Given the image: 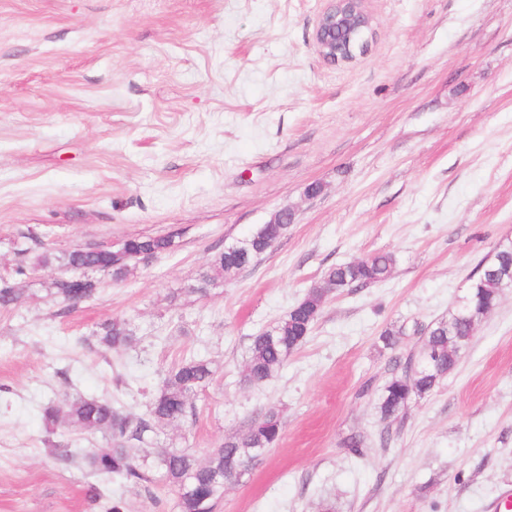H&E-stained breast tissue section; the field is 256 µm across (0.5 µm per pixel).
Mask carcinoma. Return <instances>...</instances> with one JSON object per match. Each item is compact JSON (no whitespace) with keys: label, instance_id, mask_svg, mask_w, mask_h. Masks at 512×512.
<instances>
[{"label":"carcinoma","instance_id":"1","mask_svg":"<svg viewBox=\"0 0 512 512\" xmlns=\"http://www.w3.org/2000/svg\"><path fill=\"white\" fill-rule=\"evenodd\" d=\"M287 231L285 224L258 225L249 235L224 248L213 267L202 274L196 291H204L218 279L235 278L246 261L259 260L271 249L270 243L277 242ZM171 247L172 239L168 236L131 237L112 252L81 249L57 255L45 251L38 263L43 267L57 264L67 271L84 274L106 272L113 281L121 282L143 259L161 255ZM395 263L393 254L381 252L365 260L329 268L324 274L323 286L311 289L271 329L253 337L246 380L259 384L275 376L309 336L327 294L379 284L388 279ZM506 288H512L511 241L500 244L491 258L475 267L469 277L471 302L468 307L457 303L448 317L434 322L418 356L409 357L401 373L391 377L384 386L378 404L384 422L390 424L398 419L411 400L429 393L454 369L470 343L465 316L474 321L484 317L486 307L497 305L500 293ZM53 289L54 295L69 305L75 296L90 299L96 291V283L88 277L80 282L61 277L53 282ZM93 336L100 347L112 350L131 341L133 331L128 322L114 319L99 324ZM213 376L210 362L185 359L163 375L143 417L134 420L106 399L80 397L64 407H45L43 420L52 429L69 426L100 432L108 438L112 447L79 459V466L86 472L140 485L152 484L158 477L175 492L179 512H215L224 485L234 481L233 473L227 470L228 462L245 466L279 441L282 425L276 408H267L243 436L224 442L203 464L186 453L163 451L152 470L130 451L133 445L152 441L163 428L194 414L192 399Z\"/></svg>","mask_w":512,"mask_h":512}]
</instances>
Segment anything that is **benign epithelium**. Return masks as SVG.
Wrapping results in <instances>:
<instances>
[{
  "mask_svg": "<svg viewBox=\"0 0 512 512\" xmlns=\"http://www.w3.org/2000/svg\"><path fill=\"white\" fill-rule=\"evenodd\" d=\"M372 18L363 0H329L315 30V42L324 59L349 63L367 47Z\"/></svg>",
  "mask_w": 512,
  "mask_h": 512,
  "instance_id": "1",
  "label": "benign epithelium"
}]
</instances>
